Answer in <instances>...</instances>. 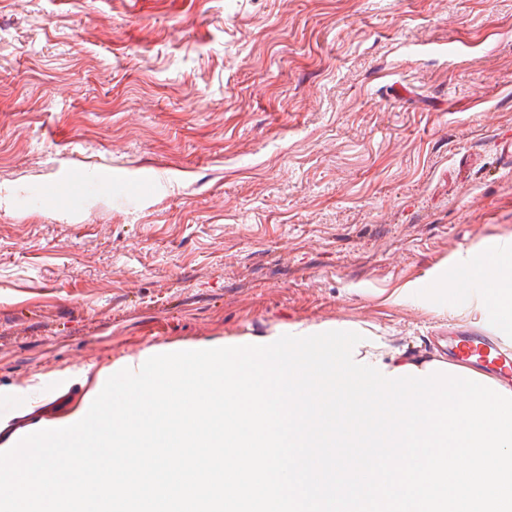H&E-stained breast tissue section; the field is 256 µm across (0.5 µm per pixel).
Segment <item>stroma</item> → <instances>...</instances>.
Returning <instances> with one entry per match:
<instances>
[{"label": "stroma", "mask_w": 512, "mask_h": 512, "mask_svg": "<svg viewBox=\"0 0 512 512\" xmlns=\"http://www.w3.org/2000/svg\"><path fill=\"white\" fill-rule=\"evenodd\" d=\"M504 242L512 0H0V446L139 354L448 358Z\"/></svg>", "instance_id": "35a3bbf8"}]
</instances>
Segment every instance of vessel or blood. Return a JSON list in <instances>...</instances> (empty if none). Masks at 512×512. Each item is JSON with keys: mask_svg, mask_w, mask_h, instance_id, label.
Listing matches in <instances>:
<instances>
[{"mask_svg": "<svg viewBox=\"0 0 512 512\" xmlns=\"http://www.w3.org/2000/svg\"><path fill=\"white\" fill-rule=\"evenodd\" d=\"M458 363L477 368L501 380L512 378V348L480 330H469L452 341Z\"/></svg>", "mask_w": 512, "mask_h": 512, "instance_id": "obj_1", "label": "vessel or blood"}]
</instances>
